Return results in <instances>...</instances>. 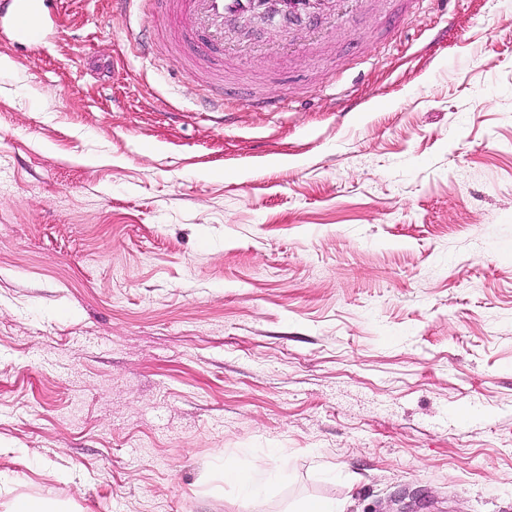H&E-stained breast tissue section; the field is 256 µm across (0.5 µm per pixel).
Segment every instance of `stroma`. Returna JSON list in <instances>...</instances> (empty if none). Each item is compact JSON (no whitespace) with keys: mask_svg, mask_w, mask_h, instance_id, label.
<instances>
[{"mask_svg":"<svg viewBox=\"0 0 512 512\" xmlns=\"http://www.w3.org/2000/svg\"><path fill=\"white\" fill-rule=\"evenodd\" d=\"M0 45V506L512 512V0H364L224 84L107 0ZM273 481L259 506L224 463Z\"/></svg>","mask_w":512,"mask_h":512,"instance_id":"1","label":"stroma"}]
</instances>
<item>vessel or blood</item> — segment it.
<instances>
[{
  "instance_id": "1",
  "label": "vessel or blood",
  "mask_w": 512,
  "mask_h": 512,
  "mask_svg": "<svg viewBox=\"0 0 512 512\" xmlns=\"http://www.w3.org/2000/svg\"><path fill=\"white\" fill-rule=\"evenodd\" d=\"M284 5L306 17L331 9L328 0H284ZM162 6L174 20V50L220 67L229 55L224 46L227 22L234 15L255 11L258 0H163ZM57 35L48 0H0L1 41L40 46Z\"/></svg>"
}]
</instances>
